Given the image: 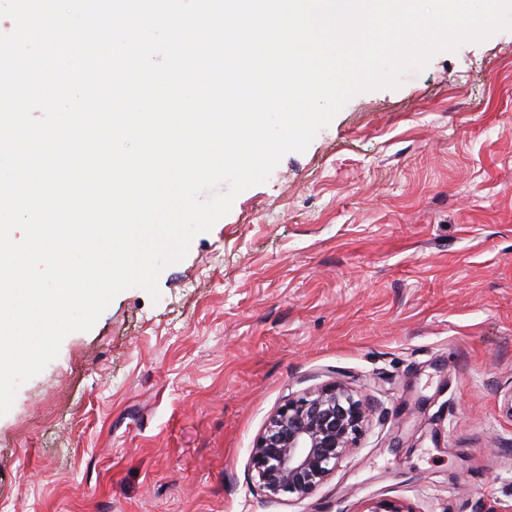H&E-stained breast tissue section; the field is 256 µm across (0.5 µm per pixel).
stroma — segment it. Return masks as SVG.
I'll list each match as a JSON object with an SVG mask.
<instances>
[{
	"mask_svg": "<svg viewBox=\"0 0 512 512\" xmlns=\"http://www.w3.org/2000/svg\"><path fill=\"white\" fill-rule=\"evenodd\" d=\"M119 293L0 416V512H512V30L352 97ZM340 380L374 408L311 494L252 449Z\"/></svg>",
	"mask_w": 512,
	"mask_h": 512,
	"instance_id": "stroma-1",
	"label": "stroma"
}]
</instances>
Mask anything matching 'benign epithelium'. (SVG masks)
Here are the masks:
<instances>
[{"label": "benign epithelium", "instance_id": "benign-epithelium-1", "mask_svg": "<svg viewBox=\"0 0 512 512\" xmlns=\"http://www.w3.org/2000/svg\"><path fill=\"white\" fill-rule=\"evenodd\" d=\"M372 409L334 381L290 399L257 438L251 469L269 497L312 493L356 447Z\"/></svg>", "mask_w": 512, "mask_h": 512}]
</instances>
